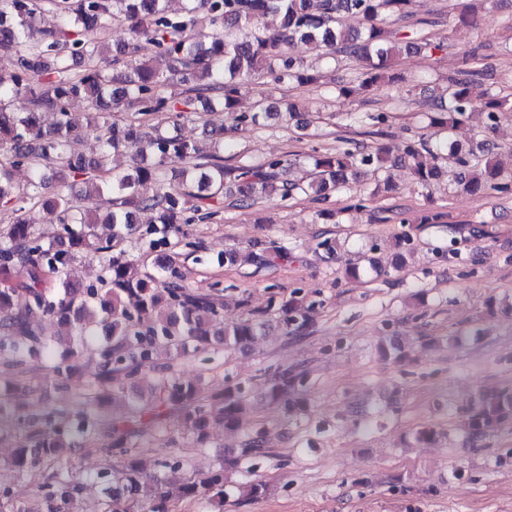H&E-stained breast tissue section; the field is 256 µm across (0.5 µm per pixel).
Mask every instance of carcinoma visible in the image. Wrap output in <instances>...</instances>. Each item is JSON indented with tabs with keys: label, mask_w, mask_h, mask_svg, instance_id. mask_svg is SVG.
Returning a JSON list of instances; mask_svg holds the SVG:
<instances>
[{
	"label": "carcinoma",
	"mask_w": 512,
	"mask_h": 512,
	"mask_svg": "<svg viewBox=\"0 0 512 512\" xmlns=\"http://www.w3.org/2000/svg\"><path fill=\"white\" fill-rule=\"evenodd\" d=\"M414 0H184L171 14L166 0H0V56L13 60V69L0 75V209L10 221L0 229V354L13 371L26 370L35 358L56 359L53 369L70 376L89 336L103 332L96 351L98 375L75 411L46 407L29 414L0 397L1 425L12 423L26 432L25 443L13 450L8 467L22 480L42 467L56 471L37 487V503L28 512H76L84 481L74 477L64 461L66 449L78 439L93 444L106 422L116 392L142 383L141 368L166 351L182 355L244 350L266 335L271 322L289 335L306 330L310 313L319 305L299 289L287 298L272 296L271 307L254 310L241 302L239 320L218 329L224 303L218 295L193 290L173 268L163 279L124 258L129 236L155 248L169 242L178 224H195L217 217L226 208H244L276 195L286 201L312 192L326 200L356 180L362 172L385 169L387 152L363 147L319 152L307 156V183L287 177L288 157L258 162L224 163V144L205 150L196 142L168 132L166 124L196 115L197 104L219 106L236 129L256 127L269 115L260 102L240 112L243 86L257 75L280 84L319 82L321 74L305 64L303 49L319 43L330 56L344 55L362 62L358 76L339 86L338 94L352 98L380 82L392 83V58L409 35L403 29L414 17ZM59 17L55 27L41 26V17ZM344 14L361 27H337ZM126 23L132 43L110 48L107 32ZM472 73L448 84V106L431 117L440 135L437 144L405 143L394 161L406 163L415 180L428 186L445 170L440 160L456 159L454 182L470 195L507 191L503 169L482 159L486 140H474L461 152L452 133L470 108L468 85ZM81 99L91 115L84 129L75 127L71 106ZM57 120L43 128L42 114ZM92 135L96 154L73 153L72 139ZM123 145L136 158L121 173L109 164L111 151ZM25 164L31 177L23 187L12 181V168ZM83 198L110 194L109 210L95 216L78 205L75 183ZM152 182L153 195L140 187ZM154 213L145 228L136 214ZM108 224L112 233L101 238L96 228ZM58 224V244L46 246L35 224ZM96 255L105 261L104 287L85 288L67 276L74 260ZM291 258L288 249L260 241L250 250L233 247L216 257L217 264H250L257 268ZM25 284L34 305L52 317L64 347L55 350L34 329L25 312L16 308L18 289ZM383 359L402 361L400 346L386 339L378 345ZM152 400L138 408L152 420L179 412L183 433L197 448L209 442V428L244 429L250 402L257 390L288 416L308 408L306 372L278 367L248 385L226 384L213 391L177 376L171 362L156 366ZM111 441L102 448L108 464L96 475L103 495L102 512H171L176 500L196 499L222 509L230 496L255 499L266 486L251 481L230 483L227 472L246 461L256 463L269 454L266 432L248 434L234 455L202 476L173 479L147 473L137 450L136 430L122 415L112 414ZM464 425L474 438L512 425V387L481 391L466 411Z\"/></svg>",
	"instance_id": "1"
}]
</instances>
